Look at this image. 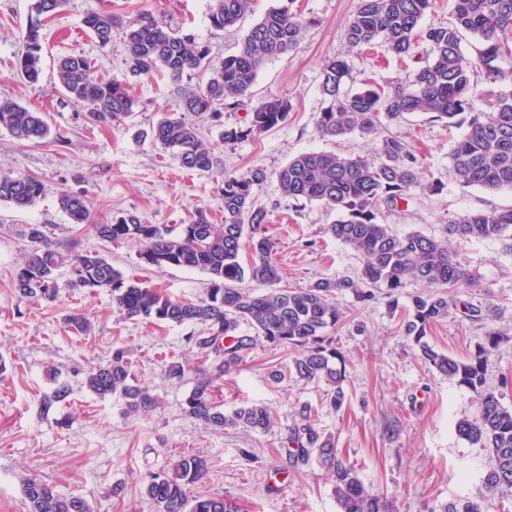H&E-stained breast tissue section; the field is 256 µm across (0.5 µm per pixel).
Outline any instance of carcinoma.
I'll return each mask as SVG.
<instances>
[{
	"mask_svg": "<svg viewBox=\"0 0 512 512\" xmlns=\"http://www.w3.org/2000/svg\"><path fill=\"white\" fill-rule=\"evenodd\" d=\"M253 0H208L211 28L223 31L236 26ZM67 0H32L24 50L17 59L18 75L30 85L39 83L45 39L44 20L57 14ZM294 0H279L244 34L237 52L216 57L194 34L174 28L163 17L142 11L125 23L110 11L89 9L83 24L105 48L116 30L124 34L126 65L133 77H167L176 95V107L141 131V136L171 151L186 169L216 174L223 202L224 223L212 224L197 211L185 224H150L127 212L93 225L103 243L131 240L139 244L143 266L162 269H198L208 275L206 296L198 302L184 301L125 276L112 265L105 250H78L50 240L39 224L25 231L31 248L13 278L21 300L52 303L58 296V272L69 273L73 288H105L112 304L126 320H156L176 325L204 326L188 342L197 349L195 385L184 402V412L207 428H242L268 434L274 413L258 403H243L230 412L217 404L213 388L224 376L237 372L259 345L283 348L293 353L285 365L271 366L276 383L301 379L325 386L326 403L341 408L345 392L346 360L326 335L344 323L346 315L336 297L352 293L357 301L372 299V288H384L395 297L409 280L434 288L428 294L410 297L401 309V327L419 349L422 360L438 374L472 390L478 399V414L462 419L458 433L490 450L493 464L485 476L490 489L512 487V409L498 394L484 388L489 356L505 333L487 328L484 341L465 360L456 359L430 344L428 332L446 318L450 309L463 307L472 321L484 319L482 309L462 299L477 287L474 274L457 262L448 241L419 231L396 234L380 220L382 209L408 201L409 191L423 187L429 195L441 191L437 184L421 185L422 161L411 146L389 131L403 115L424 112L457 128L466 126L450 153L451 169L463 186L497 190L512 189V93L493 95L490 109H475L473 98L478 78L488 85L512 80V0H452L448 24L421 25L434 0H360L347 22L344 36L357 49L380 40L399 57L420 55L417 66L403 78L384 85L364 81L355 91L345 89L350 76L348 63L329 57L321 74L325 106L316 125L322 137L341 139L359 135L376 143L375 156L342 155L309 151L292 158L276 178L282 193L294 200L317 202L337 214L328 231L362 257L358 279L321 278L307 288H279L281 275L271 258L273 242L266 235L268 210L258 202L257 186L266 171L224 170V165L205 147L196 123L186 114L214 115L225 106L246 112L244 125L224 131V139L237 141L259 137L284 122L292 103L269 98L251 104V88L262 66L270 59L297 48L307 20L293 10ZM475 42L476 58L463 54L465 36ZM57 80L67 97L89 106L88 119L105 126L124 122L139 112L140 101L119 78L94 75L83 56L62 58ZM0 128L18 141L39 142L52 134L41 112L17 102L0 101ZM44 183L32 176L0 171V201L20 210L34 206L44 195ZM60 209L76 225L90 223L86 196L62 191ZM448 234L463 240L495 239L512 251V206L475 211L448 224ZM266 286L258 292L245 281ZM69 328L89 336L93 324L83 314L66 318ZM249 324L252 335L238 333L240 323ZM189 364L172 359L164 364L170 380L180 381ZM83 387L106 398L119 396L125 412L147 415L159 405L152 389L138 382L127 352L117 348L112 359L88 369ZM70 395L68 385H59L44 396L45 413ZM294 423L280 439L294 464L316 461L333 483L339 512H392L387 497L370 492L356 465L345 460L334 436L315 424V409L302 404L293 411ZM208 474V464L197 455H181L170 465L147 476L145 495L156 512H239L227 496L194 489ZM28 512H92L86 499L60 493L38 478L22 482Z\"/></svg>",
	"mask_w": 512,
	"mask_h": 512,
	"instance_id": "obj_1",
	"label": "carcinoma"
}]
</instances>
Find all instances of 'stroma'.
Returning a JSON list of instances; mask_svg holds the SVG:
<instances>
[{"mask_svg": "<svg viewBox=\"0 0 512 512\" xmlns=\"http://www.w3.org/2000/svg\"><path fill=\"white\" fill-rule=\"evenodd\" d=\"M276 3L254 0L237 28L217 31L206 18L207 0H69L45 27L42 81L32 86L14 70L31 0H0V98L43 112L59 135L55 141L30 143L0 130V169L33 175L46 186L45 196L32 208L18 210L0 202V354L10 362L0 377V512H28L21 490V481L28 476L53 483L61 493L82 496L92 512H156L141 491L143 479L182 454L206 458L209 473L200 490L229 496L240 512H338L325 471L313 462L293 465L278 446L299 402L313 406L318 428L335 435L367 487L393 497L396 512H438L442 504L460 507L468 501L478 502L481 512H512V488L485 487L492 465L489 450L463 439L456 429L459 420L477 416L475 393L422 360L399 331L398 315L385 289H375L367 303L357 302L350 293L337 298L349 317L331 332L347 363L348 399L342 409L323 403V389L317 384L273 382L268 368L288 362L283 350L258 348L237 374L225 378L220 389L225 410L243 402L268 406L278 418L268 435L207 429L185 414L184 400L194 377L171 382L164 376L163 363L173 356L195 359L187 339L199 335L201 325L120 319L110 291L69 287L64 274L58 279L55 302L22 301L15 293L13 277L30 248L24 231L27 225L39 224L59 243H73L81 250L105 247L114 267L171 296L203 298L208 283L204 272L144 268L137 243L105 246L92 228L102 217L126 212L138 213L152 224H184L198 208L213 223L223 222L215 177L182 168L171 152L134 136L159 113L174 108L170 83L130 79V89L141 103L138 114L101 127L88 119L87 105L63 94L56 64L62 57L81 55L97 75L125 76L121 33H114L111 45L103 48L85 32L82 20L91 8L127 20L141 11L163 16L172 26L191 29L221 57L235 53L245 32ZM295 7L308 20L298 47L267 61L252 89L256 103L271 97L289 99L293 109L287 120L257 138L233 143L224 142L221 134L242 125L243 111L227 108L220 122L202 117L198 125L204 143L226 170H266L268 178L257 196L270 211L272 257L284 284L306 288L321 278L356 275L361 257L328 233L334 213L315 202L285 197L276 172L306 150L375 153L374 144L355 136L339 141L320 136L316 117L324 106L319 88L324 60L336 56L347 61L350 90L368 77L380 84L395 80L406 68L383 45L368 52L348 45L344 26L358 0H297ZM391 131L414 145L423 161V182L441 184L443 191L428 196L412 189L409 203L384 211L383 221L400 235L419 231L448 239L456 260L479 282L467 301L493 307L494 325L512 333V251L491 239L452 240L447 231L451 220L467 213L511 206L512 190L460 185L450 170L449 153L461 131L447 128L430 114H407ZM62 190L86 195L91 224H70L57 203ZM73 312L91 319L90 336H75L66 327L64 318ZM360 323L365 326L361 332L356 329ZM485 330V323L452 310L433 327L429 341L462 359L482 342ZM118 347L132 360L137 379L160 399L148 417L127 415L121 400L99 398L81 384L84 370L107 363ZM61 382L69 384V398L43 412V396ZM485 386L501 393L503 405L512 407V336L490 355ZM244 448L251 450L252 459L241 456ZM118 485L124 488L119 496L113 493Z\"/></svg>", "mask_w": 512, "mask_h": 512, "instance_id": "1", "label": "stroma"}]
</instances>
